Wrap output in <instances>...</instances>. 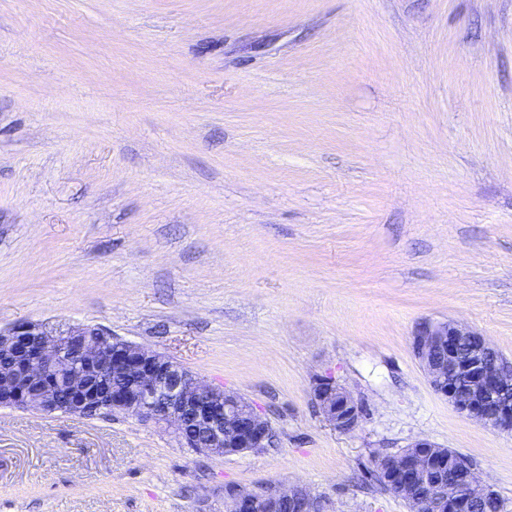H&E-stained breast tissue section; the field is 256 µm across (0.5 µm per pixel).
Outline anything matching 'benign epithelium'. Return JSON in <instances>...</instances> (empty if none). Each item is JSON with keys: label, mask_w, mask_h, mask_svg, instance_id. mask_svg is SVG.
<instances>
[{"label": "benign epithelium", "mask_w": 512, "mask_h": 512, "mask_svg": "<svg viewBox=\"0 0 512 512\" xmlns=\"http://www.w3.org/2000/svg\"><path fill=\"white\" fill-rule=\"evenodd\" d=\"M412 347L433 388L457 410L512 434V364L479 333L455 321L424 322ZM109 370L125 375L128 387H98ZM311 398L337 430L360 425L362 406L331 378H316ZM0 406L81 417L119 412L172 430L186 448L220 456L263 448L271 434L240 395L205 384L162 354L80 325L57 331L24 322L0 329ZM412 447L413 454L384 458L376 468L417 512H471L477 492L497 499L469 466L453 473L447 493L434 495L427 480L448 468L451 456L427 440ZM281 502L292 512L315 508L299 486L263 494L233 488L225 490L224 512H275Z\"/></svg>", "instance_id": "1"}]
</instances>
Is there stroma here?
<instances>
[{
    "label": "stroma",
    "mask_w": 512,
    "mask_h": 512,
    "mask_svg": "<svg viewBox=\"0 0 512 512\" xmlns=\"http://www.w3.org/2000/svg\"><path fill=\"white\" fill-rule=\"evenodd\" d=\"M426 320L512 363V0H0V328L105 329L273 433L0 408V512H410L373 473L420 439L512 512V435L431 387ZM311 398L336 430L349 432L360 425L364 415L362 406L331 378H316L311 388ZM265 492V491H264ZM280 502H288L291 512H314L315 503L305 489L294 486L275 489L264 494L227 489L224 494L225 512H275Z\"/></svg>",
    "instance_id": "obj_1"
}]
</instances>
